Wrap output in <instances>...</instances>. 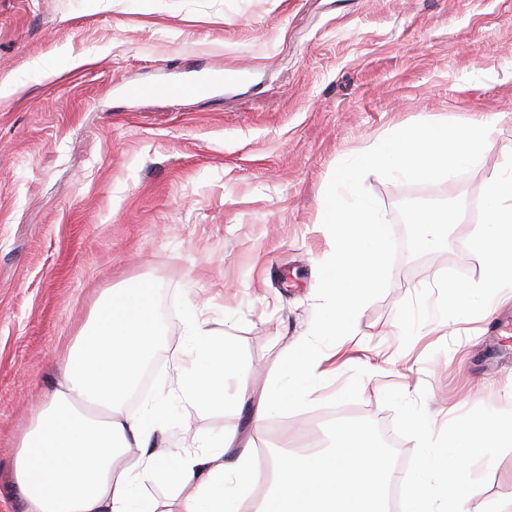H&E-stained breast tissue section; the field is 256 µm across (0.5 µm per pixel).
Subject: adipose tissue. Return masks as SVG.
Returning <instances> with one entry per match:
<instances>
[{
	"label": "adipose tissue",
	"instance_id": "adipose-tissue-1",
	"mask_svg": "<svg viewBox=\"0 0 512 512\" xmlns=\"http://www.w3.org/2000/svg\"><path fill=\"white\" fill-rule=\"evenodd\" d=\"M492 148L484 123L439 132L418 125L394 133L341 161L325 197V221L335 228L321 286L324 316L299 347L281 350L283 367L255 385L241 369L223 328L187 318L182 354L188 367L171 390L184 405L249 409L255 426L291 406L306 404L328 374L337 337L349 335L365 298L384 283L387 213L363 188L367 171L407 181L455 180ZM410 222L422 247H434L456 209H418ZM483 261L478 283L456 286L434 322L463 320L498 303L512 288V162L493 172L482 222L472 236ZM157 311L146 284L108 288L94 301L62 359V373L44 408L20 434L10 479L23 512H389L387 493L401 484V512H471L480 465L512 446V421L490 416L459 421L446 439L429 424L407 418L415 465L402 474L374 444L369 427L337 423L330 449L284 452L262 463L235 433L175 451L161 448L168 423L155 404L138 414L124 403L161 341ZM274 479L264 483L265 470ZM165 482L166 502L147 495Z\"/></svg>",
	"mask_w": 512,
	"mask_h": 512
}]
</instances>
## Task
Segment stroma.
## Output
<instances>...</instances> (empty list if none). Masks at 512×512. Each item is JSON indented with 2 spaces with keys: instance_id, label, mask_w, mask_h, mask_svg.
I'll use <instances>...</instances> for the list:
<instances>
[{
  "instance_id": "stroma-1",
  "label": "stroma",
  "mask_w": 512,
  "mask_h": 512,
  "mask_svg": "<svg viewBox=\"0 0 512 512\" xmlns=\"http://www.w3.org/2000/svg\"><path fill=\"white\" fill-rule=\"evenodd\" d=\"M46 59L51 74L26 81ZM218 60L245 64L242 80L201 98L124 94ZM21 78L0 98V512H22L8 481L19 435L93 301L120 283H146L166 320L140 392L165 395L171 448L188 430H234L257 449L304 453L344 421L409 464L408 411L439 435L512 412V331L499 325L512 304L397 329L482 277L471 234L490 175L512 160V0H0V83ZM475 120L493 148L455 181L366 174L402 248L364 302L347 362L306 406L258 428L232 406L166 395L189 306L226 322L244 369L263 375L322 317L321 202L344 155L402 128ZM412 207H452L463 222L422 248ZM510 498L512 447L483 467L470 508Z\"/></svg>"
}]
</instances>
